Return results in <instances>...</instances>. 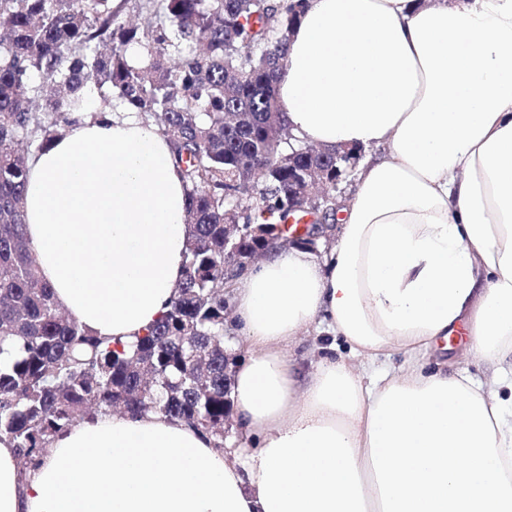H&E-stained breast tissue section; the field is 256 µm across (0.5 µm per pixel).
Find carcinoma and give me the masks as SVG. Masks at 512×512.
Wrapping results in <instances>:
<instances>
[{"instance_id": "cac0c4a2", "label": "carcinoma", "mask_w": 512, "mask_h": 512, "mask_svg": "<svg viewBox=\"0 0 512 512\" xmlns=\"http://www.w3.org/2000/svg\"><path fill=\"white\" fill-rule=\"evenodd\" d=\"M128 2L0 0V441L29 463L57 432L112 411L160 413L224 447L227 225L241 274L267 241L288 237L293 171L323 169L322 192L335 195L336 155L305 152L278 102L301 4L140 0L154 17L141 28L121 20ZM134 45L147 63L131 62ZM90 83L167 137L193 225L169 310L128 346L60 310L24 231L30 152L19 146L47 148Z\"/></svg>"}]
</instances>
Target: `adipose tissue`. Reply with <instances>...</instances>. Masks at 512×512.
<instances>
[{
    "label": "adipose tissue",
    "instance_id": "1",
    "mask_svg": "<svg viewBox=\"0 0 512 512\" xmlns=\"http://www.w3.org/2000/svg\"><path fill=\"white\" fill-rule=\"evenodd\" d=\"M278 97L308 143L383 152L333 248H272L236 281L253 450L97 414L25 472L0 442V512H512V376L417 361L462 324L468 354L512 359V0H307ZM72 117L28 159L26 237L59 307L129 345L183 277L187 188L137 112L91 91ZM316 323L352 359L303 371L286 348ZM393 353L402 372L365 379Z\"/></svg>",
    "mask_w": 512,
    "mask_h": 512
}]
</instances>
